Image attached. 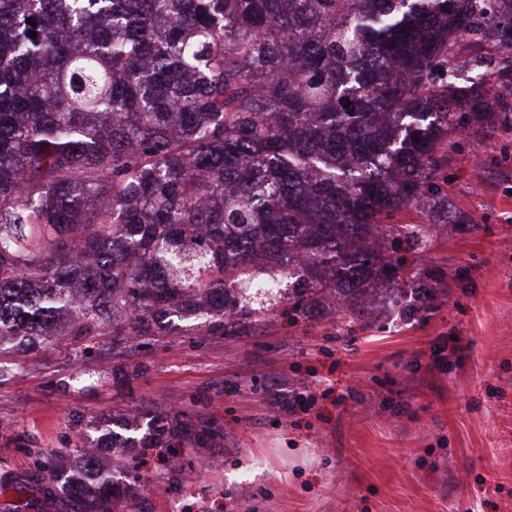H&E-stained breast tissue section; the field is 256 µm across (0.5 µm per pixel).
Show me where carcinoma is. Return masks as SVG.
I'll use <instances>...</instances> for the list:
<instances>
[{
    "mask_svg": "<svg viewBox=\"0 0 512 512\" xmlns=\"http://www.w3.org/2000/svg\"><path fill=\"white\" fill-rule=\"evenodd\" d=\"M511 112L512 0H0V351L110 336L118 358L285 298L295 323L338 304L340 330L377 291L431 306L386 247L423 229L384 220L436 210L451 134ZM109 433L117 463L211 438L189 416ZM91 447L52 477L123 487L118 512L139 486Z\"/></svg>",
    "mask_w": 512,
    "mask_h": 512,
    "instance_id": "obj_1",
    "label": "carcinoma"
}]
</instances>
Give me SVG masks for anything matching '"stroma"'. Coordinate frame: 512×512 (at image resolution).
Wrapping results in <instances>:
<instances>
[{
  "label": "stroma",
  "mask_w": 512,
  "mask_h": 512,
  "mask_svg": "<svg viewBox=\"0 0 512 512\" xmlns=\"http://www.w3.org/2000/svg\"><path fill=\"white\" fill-rule=\"evenodd\" d=\"M438 182L461 224L393 218L428 230L404 266L434 271L440 298L417 316L385 305L339 332L319 306L186 331L134 347L122 381L108 336L1 354L0 484L37 490L23 512H112L60 491L45 454L115 416L196 411L214 441L139 456L128 512H512V133L468 127Z\"/></svg>",
  "instance_id": "1"
}]
</instances>
